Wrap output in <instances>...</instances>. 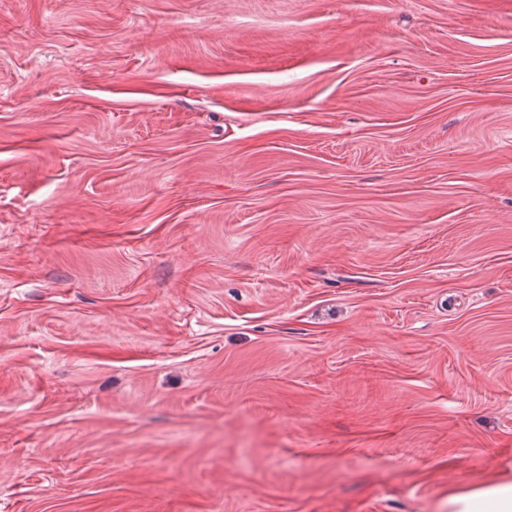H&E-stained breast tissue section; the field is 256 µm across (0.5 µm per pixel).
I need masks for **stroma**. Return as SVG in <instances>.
I'll return each instance as SVG.
<instances>
[{"label": "stroma", "mask_w": 512, "mask_h": 512, "mask_svg": "<svg viewBox=\"0 0 512 512\" xmlns=\"http://www.w3.org/2000/svg\"><path fill=\"white\" fill-rule=\"evenodd\" d=\"M512 478V0H0V512H448Z\"/></svg>", "instance_id": "35a3bbf8"}]
</instances>
